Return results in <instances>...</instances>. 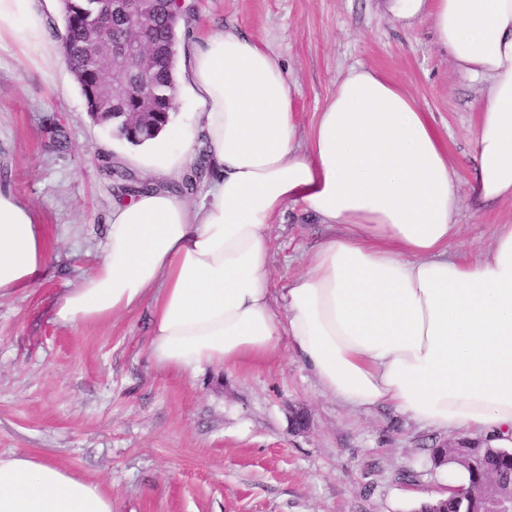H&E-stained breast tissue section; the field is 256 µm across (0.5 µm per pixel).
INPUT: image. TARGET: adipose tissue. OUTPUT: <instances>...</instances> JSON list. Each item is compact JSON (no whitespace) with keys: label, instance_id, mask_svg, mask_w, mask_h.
<instances>
[{"label":"adipose tissue","instance_id":"obj_1","mask_svg":"<svg viewBox=\"0 0 512 512\" xmlns=\"http://www.w3.org/2000/svg\"><path fill=\"white\" fill-rule=\"evenodd\" d=\"M406 24L430 16L455 68L483 85L473 208L512 200V0H387ZM50 0H0V42L54 62ZM180 79L198 101L211 186L201 205L163 185L194 137L164 129L152 188L115 200L104 252L59 301L64 325L106 321L155 290L152 354L194 373L278 356L324 393L512 447V224L474 260L459 233L457 173L426 112L382 71L350 67L300 134L279 58L237 30L193 40ZM334 233L308 270L271 288L269 231L287 205ZM36 208L0 188V297L46 265ZM0 512H112L100 483L34 455L0 457Z\"/></svg>","mask_w":512,"mask_h":512}]
</instances>
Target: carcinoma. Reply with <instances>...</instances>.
<instances>
[{"instance_id": "1", "label": "carcinoma", "mask_w": 512, "mask_h": 512, "mask_svg": "<svg viewBox=\"0 0 512 512\" xmlns=\"http://www.w3.org/2000/svg\"><path fill=\"white\" fill-rule=\"evenodd\" d=\"M108 0H67L64 3V42L76 62L75 81L84 96L86 108L91 112H150L149 123L153 126L166 125L171 121L176 105V45L177 18L169 14V4L158 3V14L149 34L150 48H142L149 64L152 83L158 91V97L147 108L139 102L137 93L131 91L127 97L117 103L102 105L107 95L112 74V56L97 51L101 45L128 37L124 25L116 22L112 28L105 29L97 24L96 15L109 9ZM206 174L205 161L173 184L170 190L180 194H189ZM479 460L476 467H462L467 480L448 489V495L439 498L432 505L435 512H476V498L472 488L483 477L493 474L506 482L512 481V471L505 468L503 459L492 453L477 450Z\"/></svg>"}]
</instances>
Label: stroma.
Listing matches in <instances>:
<instances>
[{
  "instance_id": "1",
  "label": "stroma",
  "mask_w": 512,
  "mask_h": 512,
  "mask_svg": "<svg viewBox=\"0 0 512 512\" xmlns=\"http://www.w3.org/2000/svg\"><path fill=\"white\" fill-rule=\"evenodd\" d=\"M189 37L235 28L283 62L293 110L310 130L353 65L383 71L417 101L459 179L460 234L450 248L477 259L512 201L476 212L473 135L480 82L458 72L429 17L405 27L385 0H189ZM151 154L90 119L67 67L0 43V183L38 210L48 263L36 285L0 297V456L29 453L97 480L112 512H412L459 475L434 466L447 433L380 406L361 412L326 395L289 350L275 359L195 375L158 368L152 297L94 326H65L57 303L102 255L110 168L150 177ZM301 207L270 231L272 286L306 270L331 235Z\"/></svg>"
}]
</instances>
